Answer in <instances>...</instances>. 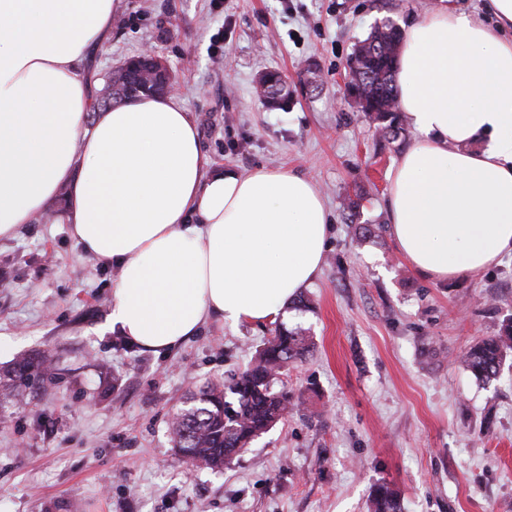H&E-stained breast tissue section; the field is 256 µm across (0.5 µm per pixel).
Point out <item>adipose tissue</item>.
Segmentation results:
<instances>
[{"label":"adipose tissue","instance_id":"1","mask_svg":"<svg viewBox=\"0 0 512 512\" xmlns=\"http://www.w3.org/2000/svg\"><path fill=\"white\" fill-rule=\"evenodd\" d=\"M118 0H0V240L65 193L82 249L115 267L111 322L159 355L209 318L270 323L324 261L328 209L286 169H207L173 96L96 105L85 63ZM403 32L397 105L416 133L388 174L389 233L423 279L512 253V0ZM484 148H477V141Z\"/></svg>","mask_w":512,"mask_h":512}]
</instances>
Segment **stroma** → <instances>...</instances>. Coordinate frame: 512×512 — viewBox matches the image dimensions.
<instances>
[{
    "instance_id": "1",
    "label": "stroma",
    "mask_w": 512,
    "mask_h": 512,
    "mask_svg": "<svg viewBox=\"0 0 512 512\" xmlns=\"http://www.w3.org/2000/svg\"><path fill=\"white\" fill-rule=\"evenodd\" d=\"M485 0H119L112 39L88 66L103 78L153 48L173 71L208 169L286 168L314 181L331 221L320 273L278 321L307 329L312 354L285 379L288 419L232 468L195 470L168 433L180 398L243 370L271 324L208 320L165 355L111 327L118 276L84 252L59 213L0 240V366L53 350L37 394L0 405V512H365L388 483L402 512H512V353L482 381L462 358L512 321V254L475 276L418 277L388 230L387 175L413 129L380 147L347 100L356 39ZM223 34V63L211 57ZM316 64L319 90L304 86ZM292 92L269 110L259 75ZM363 194L357 215L343 201ZM376 226L362 237L361 225Z\"/></svg>"
}]
</instances>
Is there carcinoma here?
<instances>
[{"instance_id":"cac0c4a2","label":"carcinoma","mask_w":512,"mask_h":512,"mask_svg":"<svg viewBox=\"0 0 512 512\" xmlns=\"http://www.w3.org/2000/svg\"><path fill=\"white\" fill-rule=\"evenodd\" d=\"M402 30L393 23L375 27L355 42L348 59L350 80L355 90L352 103L357 111L376 125L382 137L395 140L401 130L397 107L394 69ZM152 70L142 56L130 58L129 67H120L109 76L112 103L97 99L108 108L142 95L159 94L160 80L144 81L141 74ZM257 96L269 108L288 103V83L280 72L264 73ZM314 343L302 330L276 326L257 350L254 361L222 383L206 382L183 396L169 430L176 455L196 469L220 470L230 467L239 453L277 423L287 419L292 397L279 386L280 376L306 358ZM512 351V326L506 336L491 337L470 348L467 368L481 380H491L499 372L507 351ZM51 353L23 356L0 368V402L16 396L36 380L52 376ZM367 512H401L398 493L386 483L373 486L366 503Z\"/></svg>"}]
</instances>
